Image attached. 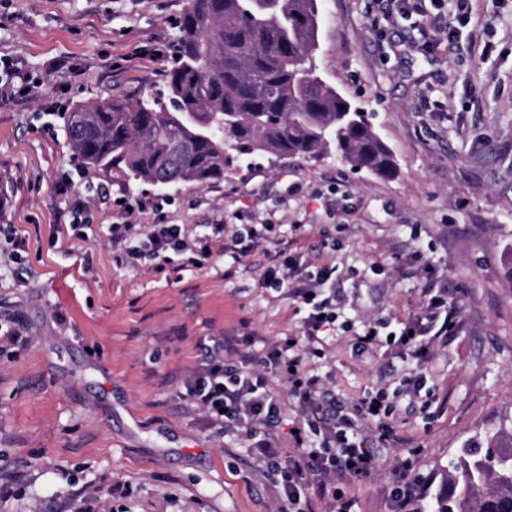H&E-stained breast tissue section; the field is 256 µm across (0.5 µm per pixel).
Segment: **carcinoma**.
Segmentation results:
<instances>
[{"label":"carcinoma","instance_id":"1","mask_svg":"<svg viewBox=\"0 0 512 512\" xmlns=\"http://www.w3.org/2000/svg\"><path fill=\"white\" fill-rule=\"evenodd\" d=\"M168 101L78 105L64 130L93 168L200 187L224 179V138L277 155H334L379 178L394 155L367 114L315 64L319 0H187L176 23ZM512 414L448 464L430 512H512Z\"/></svg>","mask_w":512,"mask_h":512}]
</instances>
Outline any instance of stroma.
Here are the masks:
<instances>
[{
	"label": "stroma",
	"mask_w": 512,
	"mask_h": 512,
	"mask_svg": "<svg viewBox=\"0 0 512 512\" xmlns=\"http://www.w3.org/2000/svg\"><path fill=\"white\" fill-rule=\"evenodd\" d=\"M187 0H0V57L37 76L32 96L0 105V192L12 207L0 226L24 236L23 264L0 262V319L20 315L27 347H0V512H275L283 491L246 443L218 434L184 395L203 339L258 355L297 336L307 309L262 285L275 243L242 260L157 271L116 265L110 227L150 224L165 201L171 224L297 225L301 264H329L349 331L326 337L314 370L354 418L364 393L383 390L402 443L379 449L367 477L337 481L356 512H427L449 458L477 431L512 412V0H471L448 43H423L425 17L383 14L376 0H321L320 71L369 115L391 149L379 179L335 157L301 159L226 147L223 180L154 186L117 168L85 170L49 114L107 97L165 89L167 47ZM104 195H96L95 187ZM89 201L83 238L59 221ZM437 276L457 323L425 359L356 335L376 321L399 329ZM419 373L417 394L404 393ZM279 446L292 456L307 417L284 376ZM410 460L409 472L400 464ZM421 483L406 509L400 474Z\"/></svg>",
	"instance_id": "obj_1"
}]
</instances>
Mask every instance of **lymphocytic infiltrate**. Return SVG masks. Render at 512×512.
<instances>
[{
	"label": "lymphocytic infiltrate",
	"mask_w": 512,
	"mask_h": 512,
	"mask_svg": "<svg viewBox=\"0 0 512 512\" xmlns=\"http://www.w3.org/2000/svg\"><path fill=\"white\" fill-rule=\"evenodd\" d=\"M272 230L269 224H239L231 230L223 224H209L194 235L185 225L168 223L159 212L148 225H113L111 235L117 264L133 267L149 258L156 269L163 270L177 256L186 265L203 267L213 259L218 245L236 259L246 258L269 241ZM277 246L264 273V284L308 307L302 336L273 343L246 366L225 358L223 341L200 343V363L184 388L191 403L207 413L211 425L246 437L268 475L281 481L284 498L279 512H306L302 486L314 481L324 490L339 479L368 476L377 457L372 446L350 441L337 425L336 404L325 400L322 379L311 368L314 360L323 357L322 337L332 331L336 321L335 304L321 295L323 286L335 280L336 268L323 265L316 272L303 273L288 253L287 240H278ZM424 298L422 312L404 323L393 343L422 352L435 338L453 330L447 289L429 282ZM268 371L283 373L290 393L312 414L310 434L298 437L297 455L289 460L283 459L273 439L281 412L277 397L267 388L264 374ZM393 412L392 403L381 392L364 396L356 405L357 416L374 424L377 443L385 447L396 440L389 421Z\"/></svg>",
	"instance_id": "lymphocytic-infiltrate-1"
}]
</instances>
